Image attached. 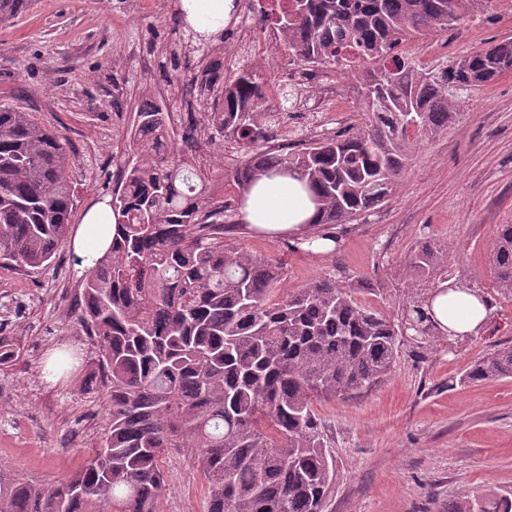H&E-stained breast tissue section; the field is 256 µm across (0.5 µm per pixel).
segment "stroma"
Wrapping results in <instances>:
<instances>
[{
  "instance_id": "stroma-1",
  "label": "stroma",
  "mask_w": 512,
  "mask_h": 512,
  "mask_svg": "<svg viewBox=\"0 0 512 512\" xmlns=\"http://www.w3.org/2000/svg\"><path fill=\"white\" fill-rule=\"evenodd\" d=\"M174 0H36L19 20L0 26V100L72 144L75 186L72 226L87 209L110 199L114 163L129 148L125 132L146 101L177 97L195 74L173 59L182 29ZM512 39V0H488L448 33L404 41L409 57L434 68L455 56ZM336 96L324 115L306 116L300 141L360 125L364 70L330 69ZM458 124L422 142L384 203L352 224H336V252H305L286 236L237 230L228 245L284 264L285 288L302 287L341 266L361 282L359 299L402 318L411 299L427 300L437 281L415 283L407 258L432 237L447 246L454 278L489 297L484 328L456 343L434 334L405 339L391 376L354 400L316 402L336 455L335 489L326 512H448L466 495L512 499V377L464 382L479 358L512 346V296L496 288L488 257L496 225L512 223V73L468 91ZM83 270L71 246L52 263L24 272L0 268V334L21 348L0 371V469L49 482L84 463L110 428L108 390L85 389L98 364L94 339L76 333ZM73 365L46 376L61 350ZM95 419H88V412ZM196 451L175 448L164 463L160 512H203L205 486Z\"/></svg>"
}]
</instances>
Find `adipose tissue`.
<instances>
[{
    "instance_id": "ef3b65f1",
    "label": "adipose tissue",
    "mask_w": 512,
    "mask_h": 512,
    "mask_svg": "<svg viewBox=\"0 0 512 512\" xmlns=\"http://www.w3.org/2000/svg\"><path fill=\"white\" fill-rule=\"evenodd\" d=\"M186 23L205 40L223 31L239 10L237 0H179ZM316 214L306 182L289 174L263 177L249 190L239 210L242 227L276 235L304 236ZM438 331L455 339L477 334L488 317L480 290L448 281L434 290L425 305Z\"/></svg>"
}]
</instances>
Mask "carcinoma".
<instances>
[{"mask_svg": "<svg viewBox=\"0 0 512 512\" xmlns=\"http://www.w3.org/2000/svg\"><path fill=\"white\" fill-rule=\"evenodd\" d=\"M484 0H255L289 65L342 61L367 69L360 109L367 123L283 152L268 146L288 113L244 69L220 79L206 42L197 95L205 112L179 126L172 100L142 105L129 152L106 202L112 241L85 270L75 328L97 337L108 377L110 433L65 477L40 483L0 469V512H157L171 448L197 449L204 512H324L336 478L313 402L356 399L384 382L407 330L429 333L419 301L404 324L363 304L334 273L289 293L285 267L224 244L235 203L210 192L202 158L229 142L240 150L242 191L270 173L297 174L315 192L317 220L305 238L347 224L382 203L417 146L459 122L462 94L512 72V40L428 70L394 53L407 38L445 32ZM28 0H0L10 24ZM204 126L207 138L198 140ZM68 141L13 104H0V265L39 269L69 233L75 188ZM496 287L512 293V224L497 227L489 256ZM416 281L449 277L448 250L432 238L407 260ZM512 377V347L475 362L469 382ZM448 512H487L464 497Z\"/></svg>", "mask_w": 512, "mask_h": 512, "instance_id": "carcinoma-1", "label": "carcinoma"}]
</instances>
